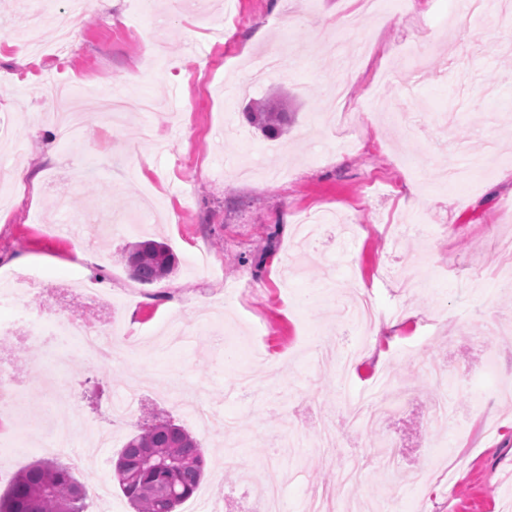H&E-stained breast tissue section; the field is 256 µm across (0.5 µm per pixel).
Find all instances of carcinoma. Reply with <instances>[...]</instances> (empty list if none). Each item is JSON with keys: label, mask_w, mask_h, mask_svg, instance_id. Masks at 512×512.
Instances as JSON below:
<instances>
[{"label": "carcinoma", "mask_w": 512, "mask_h": 512, "mask_svg": "<svg viewBox=\"0 0 512 512\" xmlns=\"http://www.w3.org/2000/svg\"><path fill=\"white\" fill-rule=\"evenodd\" d=\"M278 94H270L249 121L267 135L283 133L286 113ZM132 277L154 283L169 277L176 258L169 247L152 240L134 244L126 253ZM204 450L188 431L160 420L132 435L118 453L113 475L134 512H176L204 478ZM87 486L71 468L57 461L31 464L18 471L0 496V512H84Z\"/></svg>", "instance_id": "obj_1"}]
</instances>
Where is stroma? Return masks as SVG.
I'll use <instances>...</instances> for the list:
<instances>
[{"label":"stroma","instance_id":"1","mask_svg":"<svg viewBox=\"0 0 512 512\" xmlns=\"http://www.w3.org/2000/svg\"><path fill=\"white\" fill-rule=\"evenodd\" d=\"M64 0H0V40L36 13L40 57L23 43L0 49V123L15 127L0 145V166L27 167L36 190L6 183L0 213V324L15 321L6 296L37 274L24 296L36 310L57 305L75 284L96 305L89 321L111 320L134 343L104 363L73 358L53 392L28 387L22 414L0 403V441L17 452L0 462V494L22 468L51 458L42 446L52 416L76 407V444L109 425L121 380L141 381L132 423L113 428L92 465H76L87 485L107 484V512H132L112 464L138 425L169 419L205 450L207 473L179 512H255L252 482L227 475L231 450L244 466L281 485L288 512H305L311 491L341 493L353 512H512V287L495 235L512 236V0H488L483 15L460 0H410L403 10L362 14L337 28L350 0H87L64 59L54 56L47 18ZM288 68L247 87L269 43ZM70 81L87 120L61 137L34 84L42 71ZM346 124L325 109L345 71ZM122 88L120 124L97 96ZM292 114L287 134L270 138L244 115L270 93ZM346 131L353 145L336 148ZM341 162H334V155ZM154 189L157 212L140 225L136 203ZM89 245L77 254L75 238ZM168 244L177 265L143 284L122 258L131 244ZM477 272L481 293L463 283ZM368 291L383 312L416 311L380 341L347 324L353 291ZM197 313L192 341L158 345L172 321ZM361 359L349 379L337 360ZM448 366L437 386L423 360ZM404 397L382 430L355 428L344 392L378 377ZM235 422L202 429L170 402L176 391ZM448 399L446 430L428 415ZM336 444L320 447V423ZM110 426V425H109ZM393 441L398 465L386 471L376 442ZM360 465L352 487L339 471Z\"/></svg>","mask_w":512,"mask_h":512}]
</instances>
